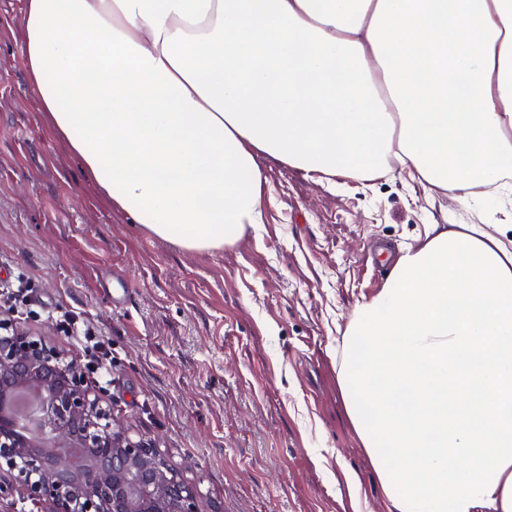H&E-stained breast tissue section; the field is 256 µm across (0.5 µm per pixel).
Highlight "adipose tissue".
<instances>
[{
  "label": "adipose tissue",
  "instance_id": "ef3b65f1",
  "mask_svg": "<svg viewBox=\"0 0 512 512\" xmlns=\"http://www.w3.org/2000/svg\"><path fill=\"white\" fill-rule=\"evenodd\" d=\"M29 87L113 209L188 251L264 217L261 162L512 187V0H26ZM428 235L340 383L394 512H512V208Z\"/></svg>",
  "mask_w": 512,
  "mask_h": 512
}]
</instances>
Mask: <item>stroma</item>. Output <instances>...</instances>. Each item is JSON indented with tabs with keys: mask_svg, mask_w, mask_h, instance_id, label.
I'll return each mask as SVG.
<instances>
[{
	"mask_svg": "<svg viewBox=\"0 0 512 512\" xmlns=\"http://www.w3.org/2000/svg\"><path fill=\"white\" fill-rule=\"evenodd\" d=\"M24 11L0 0V295L28 277L32 309L104 336L102 406L196 487L198 512H392L339 376L348 322L392 269L367 255L420 247L433 224L490 223L491 210L400 172L315 184L267 158L258 230L182 250L112 209L57 138L29 91ZM12 320L85 363L51 320Z\"/></svg>",
	"mask_w": 512,
	"mask_h": 512,
	"instance_id": "stroma-1",
	"label": "stroma"
}]
</instances>
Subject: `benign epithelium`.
Here are the masks:
<instances>
[{"label":"benign epithelium","instance_id":"7a95c632","mask_svg":"<svg viewBox=\"0 0 512 512\" xmlns=\"http://www.w3.org/2000/svg\"><path fill=\"white\" fill-rule=\"evenodd\" d=\"M36 387L49 434L19 435L5 416L18 390ZM0 498L16 492L46 512H198L194 486L150 443L132 439L100 406L76 361L0 320Z\"/></svg>","mask_w":512,"mask_h":512}]
</instances>
